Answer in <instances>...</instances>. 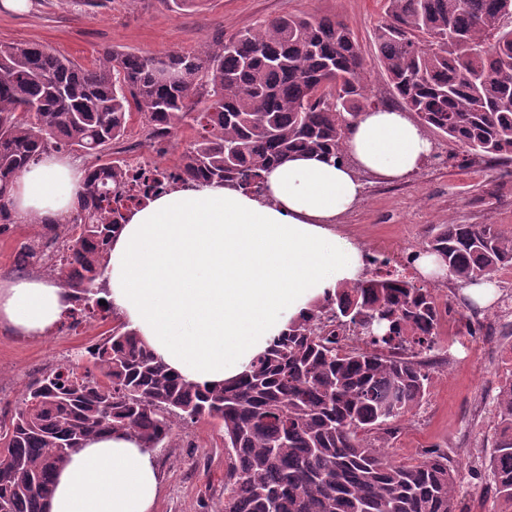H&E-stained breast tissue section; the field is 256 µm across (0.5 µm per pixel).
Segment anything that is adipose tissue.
I'll list each match as a JSON object with an SVG mask.
<instances>
[{"mask_svg":"<svg viewBox=\"0 0 512 512\" xmlns=\"http://www.w3.org/2000/svg\"><path fill=\"white\" fill-rule=\"evenodd\" d=\"M431 151L405 112L372 109L352 128L349 162L292 158L269 172L268 200L218 184L168 191L113 238L107 299L178 375L202 387L234 379L315 298L361 279V250L333 229L363 194L357 170L398 181ZM85 175L79 159L42 155L11 192L16 221L69 214ZM69 307L59 281L0 279V326L15 335H48ZM158 489L136 439L97 437L56 474L48 512H149Z\"/></svg>","mask_w":512,"mask_h":512,"instance_id":"adipose-tissue-1","label":"adipose tissue"}]
</instances>
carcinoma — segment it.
<instances>
[{"label":"carcinoma","mask_w":512,"mask_h":512,"mask_svg":"<svg viewBox=\"0 0 512 512\" xmlns=\"http://www.w3.org/2000/svg\"><path fill=\"white\" fill-rule=\"evenodd\" d=\"M381 73L426 130L466 153L512 161V0H385ZM366 64L343 21L280 16L193 53L105 51L90 68L30 42L0 44V229L14 183L41 154L89 158L69 219L36 220L41 255L75 307L66 319L118 321L112 333L44 372L0 416V506L46 512L54 476L93 437L125 433L148 453L176 445L174 426L224 428V512H457L456 471L433 452L391 462L367 440L424 398L417 357L435 349L437 301L398 271L338 286L288 324L236 379L202 388L147 347L106 293L112 236L131 208L121 158L105 151L137 115L148 139L194 123L178 184L216 182L265 196L266 175L295 155L347 160L345 142L371 102ZM203 111H197L201 102ZM426 252L460 287L512 266V233L439 225ZM489 457L512 512V383L500 387Z\"/></svg>","instance_id":"cac0c4a2"}]
</instances>
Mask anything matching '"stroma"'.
Returning <instances> with one entry per match:
<instances>
[{
	"label": "stroma",
	"instance_id": "35a3bbf8",
	"mask_svg": "<svg viewBox=\"0 0 512 512\" xmlns=\"http://www.w3.org/2000/svg\"><path fill=\"white\" fill-rule=\"evenodd\" d=\"M293 13L339 19L352 29L371 72L367 92L375 107H397L382 77L375 34L385 17L384 0H29L20 14L0 11V43L34 42L88 67L100 53L161 56L193 52L199 44L228 38L256 22ZM195 128L181 127L173 136L149 141L140 121H132L129 139L144 141L150 159L170 168L194 140ZM432 152L413 175L390 182L361 173L365 192L335 229L368 257L396 258L423 251L446 218L459 224H498L512 230V165L490 159L463 160L440 136H432ZM35 225L10 224L0 233V278L42 275L39 264L18 267L16 255L34 236ZM449 304L438 349L447 351L444 370L431 372L424 399L392 426L390 435H370L397 463H415L427 452L447 453L458 471V512H499L486 462L496 418L493 399L501 386V363L512 356V335L495 339L469 333V296L456 283L405 271ZM107 329L101 321L74 330H54L46 337H22L0 328V413L13 410L29 385L43 372L83 351ZM463 344L449 346L448 338ZM177 445L155 450L152 461L159 491L150 512H222L224 474L229 460L224 431L204 418L176 427Z\"/></svg>",
	"mask_w": 512,
	"mask_h": 512
}]
</instances>
